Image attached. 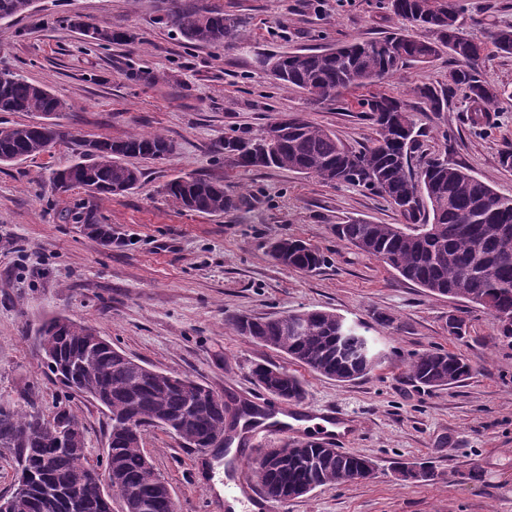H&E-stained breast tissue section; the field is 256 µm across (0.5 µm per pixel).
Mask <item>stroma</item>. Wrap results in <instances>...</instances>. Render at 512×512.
<instances>
[{"label": "stroma", "mask_w": 512, "mask_h": 512, "mask_svg": "<svg viewBox=\"0 0 512 512\" xmlns=\"http://www.w3.org/2000/svg\"><path fill=\"white\" fill-rule=\"evenodd\" d=\"M176 3L239 16L245 36L230 47L188 43L162 21ZM461 4L474 39L512 26V0ZM76 15L130 39L101 48L70 28ZM400 26L382 0H326L320 11L311 0H37L34 13L0 30V68L19 70L65 100L64 130L114 140L159 132L175 147L165 160L130 159L140 183L108 197L51 188V171L78 159L72 139L0 164V405L48 417L72 410L84 426L89 463L104 464L108 416L60 385L36 340L45 320L68 317L152 369L207 385L229 408L264 396L252 371L271 363L301 378L304 406L354 416L360 431L348 449L373 461V478L275 501L271 512H512V339L482 307L431 295L337 239L335 225L352 220L400 223L382 198L224 158L225 138L254 136L282 113L301 115L345 144L364 143L373 129L357 102L385 92L406 99L423 132L415 160L439 156L512 196V167L502 164L512 152V105L479 112L453 90L445 111L434 114L413 93L422 83H447L448 54L349 92L340 105L308 104L257 63L266 54L378 38ZM179 175L222 182L245 202L227 214L182 209L163 192ZM79 211L112 226L110 245L74 222ZM289 237L318 249L325 264L310 272L278 264L270 246ZM313 309L363 324L383 363L340 383L225 323ZM452 314L464 321L462 335L448 333ZM426 349L462 355L471 375L433 391L417 387L406 365ZM142 446L177 512H225L220 487L243 482V465L225 475L223 455L188 447L168 430L146 428ZM399 462L429 463L435 477L402 480Z\"/></svg>", "instance_id": "stroma-1"}]
</instances>
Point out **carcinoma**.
I'll return each instance as SVG.
<instances>
[{"label":"carcinoma","instance_id":"carcinoma-1","mask_svg":"<svg viewBox=\"0 0 512 512\" xmlns=\"http://www.w3.org/2000/svg\"><path fill=\"white\" fill-rule=\"evenodd\" d=\"M33 0H0V24H8L30 11ZM390 10L401 21L433 34L420 40L401 32L356 41L324 50L300 49L271 54L274 64L263 71L288 88L301 91L311 105L334 104L349 90L391 79L409 64H423L441 51H448L458 66L448 74V85L423 83L414 88L429 111L440 113L448 105V87L465 90L484 112L512 100V90L485 81L477 61L487 46L512 56V26L490 31L489 43L464 36L459 0H389ZM165 23L193 44L230 45L244 35V21L206 7L171 9ZM71 28L87 40L108 47L126 38L110 28L95 27L69 19ZM373 127L374 136L360 148L348 147L331 131L302 117H275L254 137L224 139V158L243 167L291 170L326 184L346 183L362 187L394 203L411 198L415 205L399 210L408 224L428 227L421 235L398 224H374L354 220L336 225V236L361 252L382 261L405 279L437 296H448L487 310L498 321L503 337L512 338V197L495 192L464 168L439 158L412 163L419 131L406 102L388 94H377L359 102ZM69 105L49 90L28 81L17 70H0V112H28L33 123L0 126V164L26 159L48 150L44 121L58 118ZM279 125L283 135L267 141L269 128ZM79 160L53 172L56 189L81 187L96 194H122L135 188L141 172L124 163L127 157L166 159L173 144L161 133L132 134L124 139H80ZM175 205L209 214L237 210L243 198L220 182L193 176H177L165 185ZM99 240L112 241V226L102 224L91 213L77 214ZM278 263L300 271H313L325 263L317 250L299 239H279L272 245ZM303 329L286 330L283 318L233 316L232 329L262 346L285 354L308 371L338 382H351L368 375L384 360L374 341L359 324L329 311L299 312ZM89 326L72 320H46L40 334L57 349L59 360L48 365L56 376L59 366L72 367V379L59 380L66 389L88 397L105 393L102 403L112 421L104 472L108 493L126 499L137 494L135 512H174L168 484L162 479L141 446V436L129 435L124 423L134 417L139 429L174 423L171 432L205 448L237 420L258 415L259 409L244 404L234 420L226 422L224 398L200 384L189 389L180 376L147 371L133 358L114 349H87ZM409 377L427 388H441L464 381L470 365L459 355L427 349L407 366ZM260 386L271 395L299 403L304 399L302 381L288 369L261 365L254 371ZM53 423L73 433L70 444L52 449L38 429L46 420L35 412L18 413L0 406V448H12L18 469L32 476L31 485L14 489L8 496L10 512H68L70 490L91 469L86 458L84 427L79 417L60 410ZM373 463L366 457L338 452L314 441H288L277 459L256 457L251 470L263 493L284 502L294 498L301 486L304 496L317 487L361 480ZM405 480L430 481L432 468L401 463ZM96 486L81 488L79 512H98Z\"/></svg>","mask_w":512,"mask_h":512}]
</instances>
